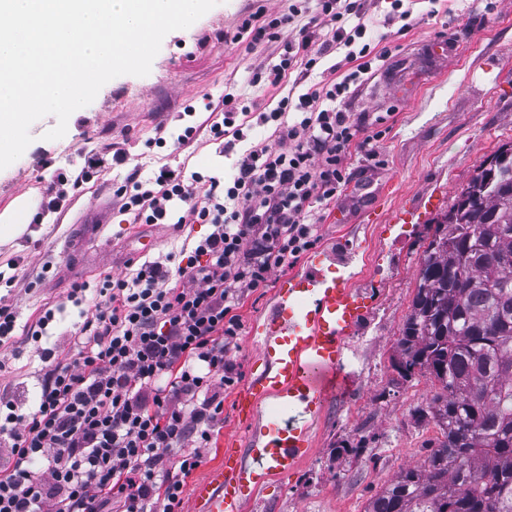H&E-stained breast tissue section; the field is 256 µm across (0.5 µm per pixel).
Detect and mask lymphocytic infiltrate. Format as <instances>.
Segmentation results:
<instances>
[{
  "label": "lymphocytic infiltrate",
  "mask_w": 512,
  "mask_h": 512,
  "mask_svg": "<svg viewBox=\"0 0 512 512\" xmlns=\"http://www.w3.org/2000/svg\"><path fill=\"white\" fill-rule=\"evenodd\" d=\"M338 0H320L310 25L333 26L317 49L288 54L267 74L280 85L292 71L308 74L337 44L365 36L345 31ZM366 51L350 50L346 80L313 84L281 97L271 110L275 145L250 150L229 181L161 167L141 180L132 169L116 193L140 224H207L186 263L146 261L123 278L73 284L79 306L76 357L53 361L39 379L35 406L19 411L0 399V439L11 449L0 462V512H179L185 479L218 433L224 389L238 373L229 356L240 325L235 314L249 292L266 287L272 269L311 249L324 206L346 184L343 162L357 133L339 101L371 68ZM225 117L210 140L223 152L240 138L236 115L250 106L224 96ZM294 121H285L288 112ZM208 181L205 194L196 186ZM94 291L93 310L82 303Z\"/></svg>",
  "instance_id": "obj_1"
}]
</instances>
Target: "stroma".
<instances>
[{
    "label": "stroma",
    "mask_w": 512,
    "mask_h": 512,
    "mask_svg": "<svg viewBox=\"0 0 512 512\" xmlns=\"http://www.w3.org/2000/svg\"><path fill=\"white\" fill-rule=\"evenodd\" d=\"M360 18L383 35L388 57L374 58L368 75L351 84L344 106L359 126L344 160L347 186L318 223L317 241L298 261L272 269L267 287L238 308L241 330L234 360L240 378L224 390V422L202 463L186 480L181 512H193L191 487L224 458V443L246 440L250 427L234 410L238 386L264 368L261 325L275 303L281 278L305 275L314 258L333 250L343 260L325 266L329 279L355 284L364 315L345 339L348 391L332 396L316 417L311 453L283 477L262 484L243 512H364L401 469L423 462L441 437L426 406L436 387L425 374L405 379L396 366L397 341L417 285L420 260L433 234V217L448 210L474 170L512 142V0H359ZM266 19L293 14L252 49L225 42L249 14ZM318 0H221L189 28L167 34L147 76L106 83L92 103L72 113L64 137L46 139L57 123L47 115L29 128L31 144L0 170V214L26 201L35 214L56 169L76 176L82 152L119 143L126 165L92 174L69 191L60 210L0 239V263L16 259L8 294L18 325L36 321L73 282L129 270L138 250L146 260L179 255L209 230L205 224H136L113 193L130 167L150 177L160 166L204 176L230 173L246 149L271 143L273 124L252 118L245 139L219 154L199 125L206 103L225 92L274 107L288 91L304 93L341 62L345 47L323 58L297 84L272 87L263 77L288 45L309 38L318 48L325 28L309 26ZM261 82L249 83L252 74ZM195 114H187V106ZM193 126L185 146L173 135ZM74 305L56 313L39 345L0 347V395L33 404L43 362L39 348L68 353L78 330Z\"/></svg>",
    "instance_id": "35a3bbf8"
}]
</instances>
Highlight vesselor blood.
Returning <instances> with one entry per match:
<instances>
[{"mask_svg":"<svg viewBox=\"0 0 512 512\" xmlns=\"http://www.w3.org/2000/svg\"><path fill=\"white\" fill-rule=\"evenodd\" d=\"M363 315V297L323 271L281 280L274 309L263 325L265 367L234 398L239 419L256 420L264 401L291 400L318 415L335 386L344 383L342 339ZM308 427L268 424L246 448L225 453L193 489L194 512H242L247 493L275 475L288 474L310 453Z\"/></svg>","mask_w":512,"mask_h":512,"instance_id":"1","label":"vessel or blood"}]
</instances>
